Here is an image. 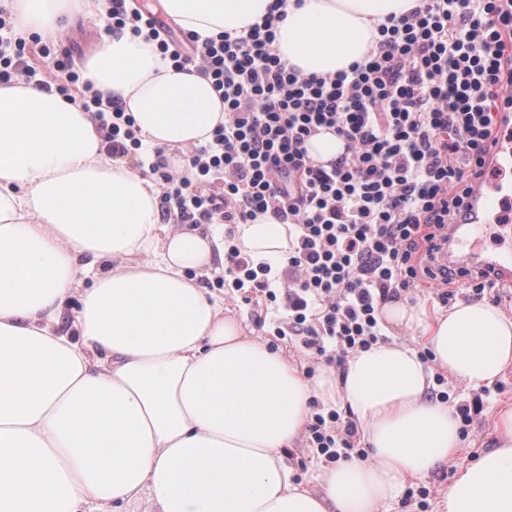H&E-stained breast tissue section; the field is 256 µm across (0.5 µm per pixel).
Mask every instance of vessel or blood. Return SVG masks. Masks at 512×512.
Listing matches in <instances>:
<instances>
[{
  "label": "vessel or blood",
  "instance_id": "obj_1",
  "mask_svg": "<svg viewBox=\"0 0 512 512\" xmlns=\"http://www.w3.org/2000/svg\"><path fill=\"white\" fill-rule=\"evenodd\" d=\"M490 170L484 181L476 183L469 200V212L462 223L448 227V246L460 267H492L502 284L512 286V253L499 254L471 247L470 240L490 220L512 222V124L504 126L490 150Z\"/></svg>",
  "mask_w": 512,
  "mask_h": 512
}]
</instances>
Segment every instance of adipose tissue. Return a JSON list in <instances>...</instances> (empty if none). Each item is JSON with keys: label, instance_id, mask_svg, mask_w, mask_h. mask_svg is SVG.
<instances>
[{"label": "adipose tissue", "instance_id": "ef3b65f1", "mask_svg": "<svg viewBox=\"0 0 512 512\" xmlns=\"http://www.w3.org/2000/svg\"><path fill=\"white\" fill-rule=\"evenodd\" d=\"M201 37H238L270 0H160ZM417 0H286L282 61L328 75L362 61L376 23ZM86 0H16V31L54 37ZM82 78L120 98L143 145L211 141L224 105L197 71H178L130 31L103 35ZM157 186L103 152L92 113L23 82L0 85V512H103L147 499L152 512H379L408 479L453 460L457 421L428 396L435 372L478 387L512 367V315L488 300L448 312L396 300L384 319L434 354L381 343L344 375L307 380L202 280L224 259V227L162 233ZM253 264L279 273L288 227H235ZM108 273H97L104 261ZM92 273L82 284V273ZM77 299L71 329L65 304ZM360 424L370 459L325 468L320 488L293 479L282 454L311 400ZM496 448L461 466L436 512H512V407Z\"/></svg>", "mask_w": 512, "mask_h": 512}]
</instances>
